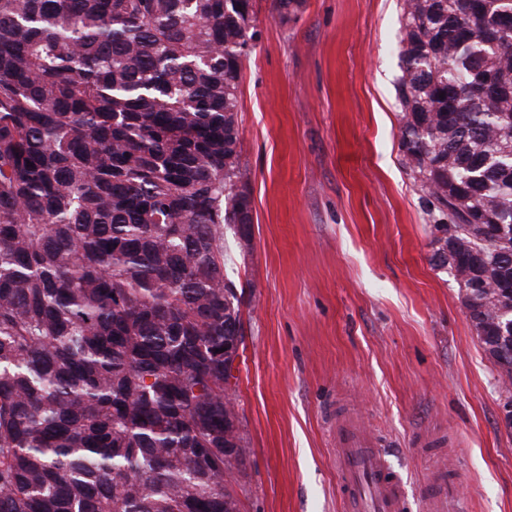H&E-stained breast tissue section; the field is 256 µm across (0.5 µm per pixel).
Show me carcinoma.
Wrapping results in <instances>:
<instances>
[{"mask_svg": "<svg viewBox=\"0 0 512 512\" xmlns=\"http://www.w3.org/2000/svg\"><path fill=\"white\" fill-rule=\"evenodd\" d=\"M254 0H0V512H240L224 387L251 238ZM512 0H400L399 150L431 262L512 301ZM444 98H439V94ZM498 336L485 292H460ZM234 461L224 462V449Z\"/></svg>", "mask_w": 512, "mask_h": 512, "instance_id": "obj_1", "label": "carcinoma"}]
</instances>
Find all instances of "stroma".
I'll list each match as a JSON object with an SVG mask.
<instances>
[{"mask_svg":"<svg viewBox=\"0 0 512 512\" xmlns=\"http://www.w3.org/2000/svg\"><path fill=\"white\" fill-rule=\"evenodd\" d=\"M238 99L253 224L245 286L241 512H343L330 431L368 426L411 512H512L506 397L399 151V0H256ZM453 498H445L449 483Z\"/></svg>","mask_w":512,"mask_h":512,"instance_id":"1","label":"stroma"}]
</instances>
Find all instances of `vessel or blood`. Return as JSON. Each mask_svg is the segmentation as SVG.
I'll list each match as a JSON object with an SVG mask.
<instances>
[{
  "label": "vessel or blood",
  "mask_w": 512,
  "mask_h": 512,
  "mask_svg": "<svg viewBox=\"0 0 512 512\" xmlns=\"http://www.w3.org/2000/svg\"><path fill=\"white\" fill-rule=\"evenodd\" d=\"M334 445L345 512H408L402 484L377 452V440L370 429L339 419Z\"/></svg>",
  "instance_id": "b4317fda"
}]
</instances>
